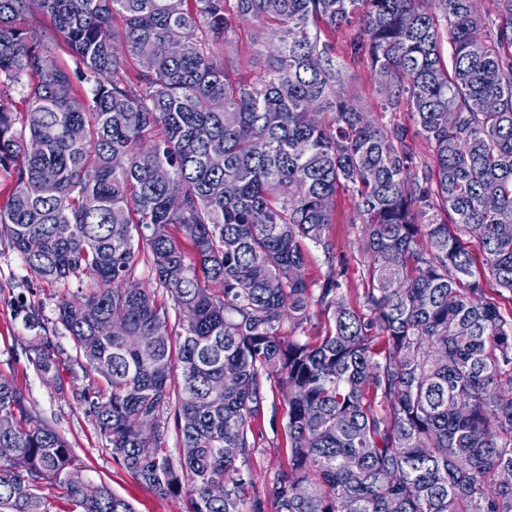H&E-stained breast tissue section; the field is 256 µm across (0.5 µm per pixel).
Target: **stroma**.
Instances as JSON below:
<instances>
[{"label": "stroma", "mask_w": 512, "mask_h": 512, "mask_svg": "<svg viewBox=\"0 0 512 512\" xmlns=\"http://www.w3.org/2000/svg\"><path fill=\"white\" fill-rule=\"evenodd\" d=\"M346 82L360 104L381 116L383 123L409 125L406 111L382 112L385 90L367 62L350 66ZM331 234L336 254L346 267L342 290L348 300H356L365 288L364 268L358 251L360 227L353 222V205L347 195H339L336 200ZM81 289L75 279L66 283L42 280L12 248L7 234L0 233V376L26 392L33 412L68 441L84 463L87 476L130 501L135 512H188L186 495L158 497L123 471L88 412L84 398L93 395L99 377L83 367L72 337L56 316L58 300L79 295ZM44 342L50 343L59 358L58 373L49 376L37 372L31 362L34 349ZM287 412L282 395L269 393L256 430V450L250 460L254 481L247 489L248 495L269 496L284 466Z\"/></svg>", "instance_id": "stroma-1"}]
</instances>
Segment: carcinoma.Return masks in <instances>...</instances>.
Wrapping results in <instances>:
<instances>
[{
    "mask_svg": "<svg viewBox=\"0 0 512 512\" xmlns=\"http://www.w3.org/2000/svg\"><path fill=\"white\" fill-rule=\"evenodd\" d=\"M489 2L0 0V98L21 95L0 103V227L38 276L91 280L57 320L134 480L188 512H266L245 492L272 385L288 403L274 512H512V0ZM255 21L264 65L246 77L217 47ZM347 28L338 57L329 35ZM364 56L433 165L349 92ZM340 192L362 224L356 305L334 263ZM311 244L329 263L314 282ZM103 318L124 335H97ZM31 361L58 370L48 345ZM171 423L193 456L173 459ZM83 471L0 377V512H49L44 482L83 512H135Z\"/></svg>",
    "mask_w": 512,
    "mask_h": 512,
    "instance_id": "1",
    "label": "carcinoma"
}]
</instances>
